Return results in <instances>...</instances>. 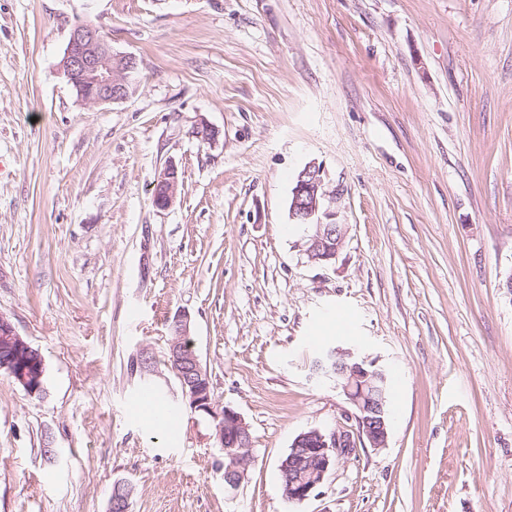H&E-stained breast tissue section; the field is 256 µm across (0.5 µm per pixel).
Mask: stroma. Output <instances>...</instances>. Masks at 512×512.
<instances>
[{
    "label": "stroma",
    "mask_w": 512,
    "mask_h": 512,
    "mask_svg": "<svg viewBox=\"0 0 512 512\" xmlns=\"http://www.w3.org/2000/svg\"><path fill=\"white\" fill-rule=\"evenodd\" d=\"M81 22L136 57L127 99L68 84ZM0 157V313L46 366L38 396L0 371V512H108L120 481L129 512H512V0H0ZM311 161L348 227L325 266L289 217ZM178 314L252 436L233 489ZM336 346L385 370L387 444L294 504L293 439L347 422ZM181 187V180L179 177L178 169L175 165H166L162 170L158 171L152 182V197L159 198L158 209H167L175 201L179 188Z\"/></svg>",
    "instance_id": "obj_1"
}]
</instances>
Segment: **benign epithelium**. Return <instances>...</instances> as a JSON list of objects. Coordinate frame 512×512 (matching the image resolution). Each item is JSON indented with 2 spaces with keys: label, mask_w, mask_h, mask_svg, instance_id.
<instances>
[{
  "label": "benign epithelium",
  "mask_w": 512,
  "mask_h": 512,
  "mask_svg": "<svg viewBox=\"0 0 512 512\" xmlns=\"http://www.w3.org/2000/svg\"><path fill=\"white\" fill-rule=\"evenodd\" d=\"M61 67L77 97L88 104L104 105L126 99L136 82L138 63L131 54H118L99 30L88 23H77L70 31ZM181 180L173 164L158 171L152 182L159 208L167 209L175 201ZM336 195L325 188L324 169L315 161L298 173L289 205V215L296 224L306 226L304 254L312 263L327 265L342 249L347 225L335 224L336 211L327 202ZM167 361L182 395L190 407L215 421V438L224 452V486L237 487L250 456L252 438L248 425L234 409L217 408L211 396V383L189 340L186 315L175 316L170 323ZM332 364L327 375L334 378L350 405L347 419L356 428L310 429L299 434L281 459V489L285 499L301 503L318 495L326 475L339 457L359 443L372 448L387 444L389 413L385 398L386 373L375 362L358 355L351 348L328 351ZM0 370L8 373L30 396L44 389L45 362L40 351L17 332L11 320L0 313ZM130 490L127 484L114 485L110 512H129Z\"/></svg>",
  "instance_id": "obj_1"
}]
</instances>
